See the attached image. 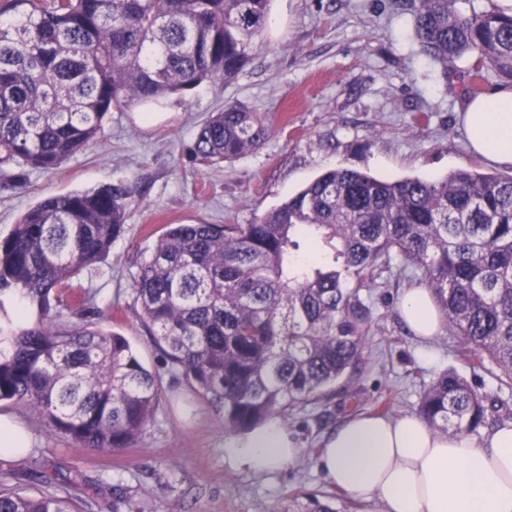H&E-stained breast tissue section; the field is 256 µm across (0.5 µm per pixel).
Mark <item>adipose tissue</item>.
Here are the masks:
<instances>
[{"mask_svg": "<svg viewBox=\"0 0 512 512\" xmlns=\"http://www.w3.org/2000/svg\"><path fill=\"white\" fill-rule=\"evenodd\" d=\"M470 150L490 164L512 166V87L501 85L463 104ZM399 316L422 343L440 332L428 289L403 295ZM225 454L265 472L291 465L295 442L277 422L224 442ZM319 464L336 489L378 501L383 512H512V422L477 441L432 431L413 415L359 412L322 440Z\"/></svg>", "mask_w": 512, "mask_h": 512, "instance_id": "ef3b65f1", "label": "adipose tissue"}]
</instances>
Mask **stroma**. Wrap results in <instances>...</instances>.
<instances>
[{
    "label": "stroma",
    "instance_id": "stroma-1",
    "mask_svg": "<svg viewBox=\"0 0 512 512\" xmlns=\"http://www.w3.org/2000/svg\"><path fill=\"white\" fill-rule=\"evenodd\" d=\"M469 63L441 66L422 55L409 0H272L269 20L243 71L233 81L205 82L156 106L113 113L99 144L53 172L30 171L23 187L0 179V230L8 231L42 195L124 182L138 199L125 236L108 261L84 271L87 313L111 314V327L130 342L161 380V400L137 447L112 452L78 448L28 408L0 402L32 435V450L0 459V489L28 494L55 490L80 512H287L296 493L326 495L331 486L310 444L347 415L414 414L424 384L456 369L478 391L512 410V393L484 370H470L455 337L427 344L405 330L398 303L417 282L392 271L373 288L374 328L368 359L347 392L309 406L286 430L301 450L296 462L254 472L224 453L222 416L172 374L130 304L134 276L164 225L249 224L326 169L345 167L387 181L441 179L459 168L498 173L473 154L459 112L465 100L496 87L476 80ZM262 113L264 145L223 168L192 161L201 124L230 102ZM426 124H417L420 115Z\"/></svg>",
    "mask_w": 512,
    "mask_h": 512
}]
</instances>
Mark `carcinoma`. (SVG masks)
<instances>
[{
    "label": "carcinoma",
    "instance_id": "carcinoma-1",
    "mask_svg": "<svg viewBox=\"0 0 512 512\" xmlns=\"http://www.w3.org/2000/svg\"><path fill=\"white\" fill-rule=\"evenodd\" d=\"M411 0L420 52L475 78L512 83V15ZM271 0H0V173L55 170L100 141L114 112L231 81L267 25ZM267 128L244 103L200 128L191 157L231 164ZM135 190L118 182L46 194L0 233V401L30 408L79 448H133L160 403L129 341L86 320L80 274L124 235ZM399 263L421 272L442 330L470 367L512 390V175L459 169L385 181L325 171L250 224H168L139 266L132 308L164 363L246 433L347 390L367 361L370 292ZM37 318L18 323L3 298ZM79 320L62 324L64 312ZM506 404L455 370L425 385L418 416L443 434L504 422ZM332 494L289 512H338ZM0 512H76L46 491H0Z\"/></svg>",
    "mask_w": 512,
    "mask_h": 512
}]
</instances>
